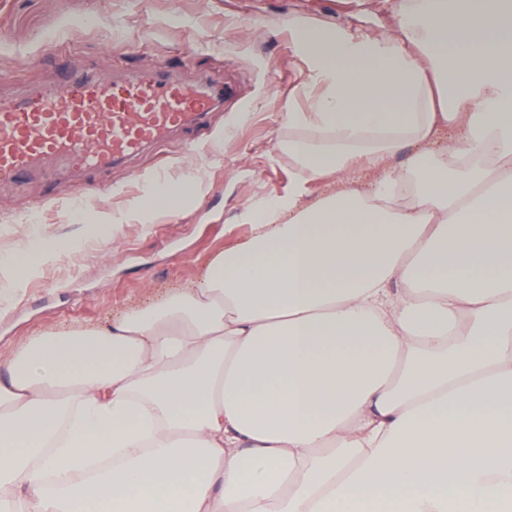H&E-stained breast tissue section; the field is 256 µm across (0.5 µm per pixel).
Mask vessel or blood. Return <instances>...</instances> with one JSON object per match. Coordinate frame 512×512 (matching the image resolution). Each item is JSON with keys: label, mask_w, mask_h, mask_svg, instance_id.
<instances>
[{"label": "vessel or blood", "mask_w": 512, "mask_h": 512, "mask_svg": "<svg viewBox=\"0 0 512 512\" xmlns=\"http://www.w3.org/2000/svg\"><path fill=\"white\" fill-rule=\"evenodd\" d=\"M238 100L233 82L189 84L164 69L109 82L67 75L0 98V184L38 174L47 198L69 197L79 176L122 167L175 135L194 142L218 105Z\"/></svg>", "instance_id": "obj_1"}]
</instances>
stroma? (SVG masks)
Instances as JSON below:
<instances>
[{"mask_svg":"<svg viewBox=\"0 0 512 512\" xmlns=\"http://www.w3.org/2000/svg\"><path fill=\"white\" fill-rule=\"evenodd\" d=\"M395 0H0V97L63 72L118 77L166 67L183 79L232 69L245 104L213 116L210 147L174 142L130 169L77 182L76 205L46 203L44 183L0 189V362L26 337L100 324L194 279L225 249L245 243L242 213L295 190L301 176L287 151L288 109H306L307 58L288 24L306 19L380 37L395 34ZM94 17L86 30L76 18ZM191 188L185 207L145 215L161 187ZM40 206L41 227L28 222ZM41 238L56 254L16 272L8 257Z\"/></svg>","mask_w":512,"mask_h":512,"instance_id":"stroma-1","label":"stroma"}]
</instances>
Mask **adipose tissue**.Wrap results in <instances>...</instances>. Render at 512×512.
<instances>
[{
    "instance_id": "1",
    "label": "adipose tissue",
    "mask_w": 512,
    "mask_h": 512,
    "mask_svg": "<svg viewBox=\"0 0 512 512\" xmlns=\"http://www.w3.org/2000/svg\"><path fill=\"white\" fill-rule=\"evenodd\" d=\"M395 12L383 38L293 24L302 183L246 244L17 345L0 512H512V0Z\"/></svg>"
}]
</instances>
